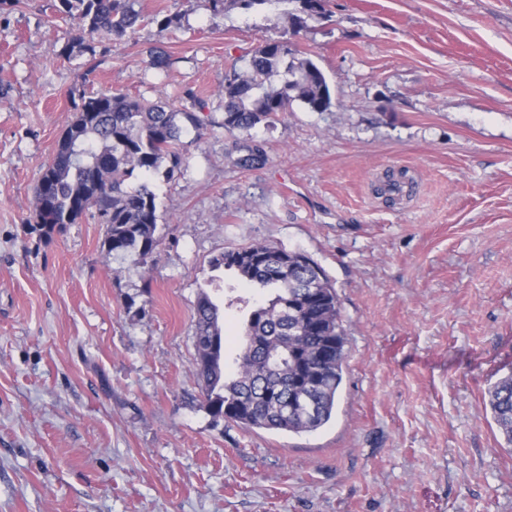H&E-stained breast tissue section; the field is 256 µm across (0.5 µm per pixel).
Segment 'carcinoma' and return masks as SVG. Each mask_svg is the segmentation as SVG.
Masks as SVG:
<instances>
[{"mask_svg":"<svg viewBox=\"0 0 512 512\" xmlns=\"http://www.w3.org/2000/svg\"><path fill=\"white\" fill-rule=\"evenodd\" d=\"M213 11L229 6L257 11L267 4L296 3L284 12L298 33L321 17L326 0H210ZM135 0H57L55 13L69 25L72 42L90 43L106 32L116 38L144 21ZM279 76L274 86L271 78ZM222 119L233 134L273 126L296 100L313 112L333 105L329 82L292 43L268 39L252 52L246 69L224 75ZM205 119L161 99L84 93L59 149L46 163L36 189L37 223L48 232L89 213L106 225L108 253L142 258L157 248L156 195L147 178L174 177L183 164L186 128ZM214 269L233 270L246 286L271 293L248 314L234 377L224 376V322L205 291L196 302V377L215 418L247 428L315 431L336 413L346 363V336L335 289L322 268L300 251L266 244L226 250ZM485 405L512 453V370L490 384Z\"/></svg>","mask_w":512,"mask_h":512,"instance_id":"1","label":"carcinoma"}]
</instances>
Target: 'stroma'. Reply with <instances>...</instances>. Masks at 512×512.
<instances>
[{"label": "stroma", "mask_w": 512, "mask_h": 512, "mask_svg": "<svg viewBox=\"0 0 512 512\" xmlns=\"http://www.w3.org/2000/svg\"><path fill=\"white\" fill-rule=\"evenodd\" d=\"M53 3L0 12V512H512L483 404L512 371V0H327L294 36L280 0H139L180 28L88 49ZM268 38L323 70L330 111L187 129L180 172L150 180L152 257H112L87 215L37 224L72 90L217 113L225 72ZM254 144L264 162L238 166ZM256 243L307 254L340 301L347 362L314 432L215 418L198 386L210 262Z\"/></svg>", "instance_id": "obj_1"}]
</instances>
